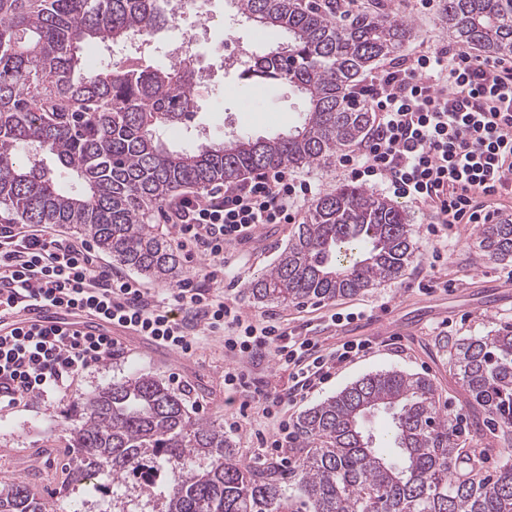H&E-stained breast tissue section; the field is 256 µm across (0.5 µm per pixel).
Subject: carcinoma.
<instances>
[{"label":"carcinoma","mask_w":512,"mask_h":512,"mask_svg":"<svg viewBox=\"0 0 512 512\" xmlns=\"http://www.w3.org/2000/svg\"><path fill=\"white\" fill-rule=\"evenodd\" d=\"M264 34L243 77L294 87L296 125L270 137L247 133L174 150L162 129L185 124L193 90L183 66H145L128 56L92 71L88 43L120 47L173 23L169 0H0V211L26 224H71L122 265L159 282L180 260L144 222L177 190L233 185L244 172L310 168L361 144L372 115L346 90L416 38L405 20L352 16L336 0H230ZM456 41L512 54V0H438ZM481 249L512 258V224H488ZM413 254L407 214L357 185L319 196L247 293L296 305L356 295L401 275ZM471 430L460 438L439 408L433 380L400 370L365 375L304 411L297 460L285 486L275 469L236 459L217 425L140 374L88 396L73 447L87 472L135 476L167 469L158 512H512V456L488 470L494 447L512 442V323L450 346ZM390 417L386 438L367 429ZM0 512H45L24 481L0 489Z\"/></svg>","instance_id":"obj_1"}]
</instances>
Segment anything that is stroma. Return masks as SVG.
Instances as JSON below:
<instances>
[{
    "label": "stroma",
    "mask_w": 512,
    "mask_h": 512,
    "mask_svg": "<svg viewBox=\"0 0 512 512\" xmlns=\"http://www.w3.org/2000/svg\"><path fill=\"white\" fill-rule=\"evenodd\" d=\"M359 5L376 6L390 18L413 24L417 37L405 47V54L449 39L436 9L420 13L404 6L403 0H360ZM211 9L212 16L190 59L192 65L207 71L208 81L194 93L197 109L191 122L170 133L168 144L174 149L218 130L231 135L244 128L251 136L268 137L294 125L302 108L291 86L249 82L240 72L222 68V56L234 54L241 46L256 45L257 36L249 27L229 26L224 0H212ZM245 98L256 104V111H241ZM403 209L413 229L415 249L401 276L329 302L259 304L246 291L252 278L273 264L291 237L293 225H262L248 242L231 246L239 268L231 296L245 315L278 322L293 333L316 339L326 350L355 339L375 344L371 353L338 368L330 380L291 406L286 413L289 421H297L302 412L360 377L390 369L433 379L442 389L440 405L445 412L467 417L449 372L448 340L482 336L512 322V282L501 278V262L488 260L481 250V225H457L443 245L426 232L432 220L428 210L408 203ZM356 311L361 312V319L348 324L331 319L337 312ZM121 343L118 356L85 374L69 392L0 413V486L25 481L44 498L47 512H112L116 500L127 512H155L159 501L141 499L137 479L117 483L106 471L88 484L70 479L76 462L70 439L78 423L79 405L94 391L135 374H148L175 386L192 414L204 421L220 425L240 418L241 430L229 436L237 458L261 468L272 465V458L264 456L250 436L256 413L241 417V397L224 391V368L232 359L224 354L222 337H209L188 355L142 336H125Z\"/></svg>",
    "instance_id": "stroma-1"
}]
</instances>
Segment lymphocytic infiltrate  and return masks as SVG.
<instances>
[{
  "label": "lymphocytic infiltrate",
  "mask_w": 512,
  "mask_h": 512,
  "mask_svg": "<svg viewBox=\"0 0 512 512\" xmlns=\"http://www.w3.org/2000/svg\"><path fill=\"white\" fill-rule=\"evenodd\" d=\"M353 95L373 124L359 150L337 158L351 181L432 209L437 222L427 231L433 236L492 221L487 201L512 194V60L432 45L361 81ZM317 192L316 183L280 168L251 174L221 193L180 199L166 220L177 229L190 275L161 299L102 263L87 240L0 224V314L27 306L63 315L79 310L185 354L203 337L220 336L225 353L251 361L272 355L291 367V392L300 395L330 377L334 365L364 357L372 341H348L321 354L315 339L245 316L213 268L226 266L237 277L226 263L227 246L247 240L257 225L295 223L300 202ZM119 350L107 333L17 327L0 334V411L68 391ZM253 392L264 420L253 431L259 447H287L293 432L280 411L284 395L274 386Z\"/></svg>",
  "instance_id": "1"
}]
</instances>
